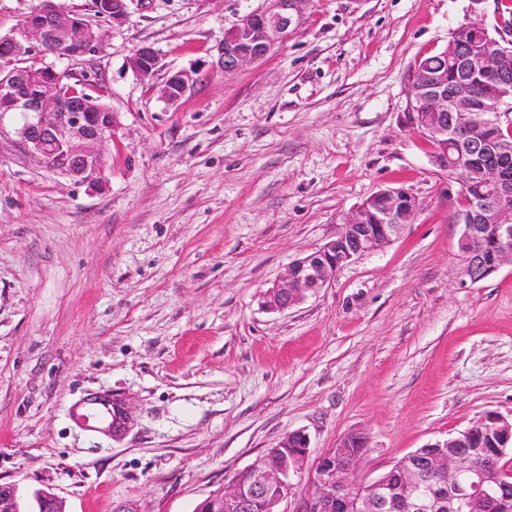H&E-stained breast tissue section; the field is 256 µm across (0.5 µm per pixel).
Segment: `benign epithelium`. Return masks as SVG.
<instances>
[{"label": "benign epithelium", "instance_id": "1", "mask_svg": "<svg viewBox=\"0 0 512 512\" xmlns=\"http://www.w3.org/2000/svg\"><path fill=\"white\" fill-rule=\"evenodd\" d=\"M265 6L239 17L220 49L222 68L234 73L264 60L281 41L299 26L310 0H264ZM97 13L112 20L123 18L126 0H95ZM102 34L78 15L48 0L33 11L9 36H0V119L16 115V134L37 154L46 167L78 184L101 188L106 183V159L102 151L112 140L117 125L116 113L83 89L64 90L70 77L66 71L30 64L34 56L57 54L69 58L92 54ZM160 58L147 45L138 47L130 66L142 78L151 77ZM192 82L191 75L177 72L161 87V98L169 104L182 99ZM409 119L417 125L416 111L440 116L432 135L448 142L463 133V126L474 120L469 95L450 93L443 85L428 88L426 95L414 97L408 91ZM491 195L478 208L480 224H465L459 244L470 249L473 263L481 261L476 246L486 231L496 234L499 248L494 269L512 264V172L501 166L483 171ZM402 188L384 191V219L380 224L364 223L365 207L349 214L340 231L315 251L293 260L265 294L264 305L284 311L310 294L327 287L344 265L390 244L402 228ZM130 423L128 406L112 399V436H123ZM499 441L500 458L512 456V422L489 414L464 431L442 441L418 448L399 458L393 472L414 490L410 509L414 512H467L476 499L493 500L497 479L472 459L448 452L471 439L475 428ZM366 441L360 432L344 436L327 450V460L317 473L313 490L300 512H396L398 502L390 495L387 474L366 479L359 476L364 457L358 445ZM310 440L303 431H294L278 443L282 448L279 464H269V453L241 470L246 479L235 478L224 485L225 512H248L255 503L263 512H279L278 506L293 494V479L306 467ZM24 498L15 484L0 483V512H23Z\"/></svg>", "mask_w": 512, "mask_h": 512}]
</instances>
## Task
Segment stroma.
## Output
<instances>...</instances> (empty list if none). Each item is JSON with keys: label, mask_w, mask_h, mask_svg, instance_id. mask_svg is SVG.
I'll return each mask as SVG.
<instances>
[{"label": "stroma", "mask_w": 512, "mask_h": 512, "mask_svg": "<svg viewBox=\"0 0 512 512\" xmlns=\"http://www.w3.org/2000/svg\"><path fill=\"white\" fill-rule=\"evenodd\" d=\"M103 35L41 63L117 112L104 189L50 171L0 119V481L64 512H195L293 431L313 468L360 431L373 478L494 411L512 419V265L463 283L460 186L408 119L409 71L495 0H311L262 63L219 48L264 0H56ZM156 49L152 78L128 61ZM192 73L174 105L167 77ZM416 199L383 249L285 311L262 304L294 259L382 188ZM133 408L122 439L77 422L94 394Z\"/></svg>", "instance_id": "stroma-1"}]
</instances>
